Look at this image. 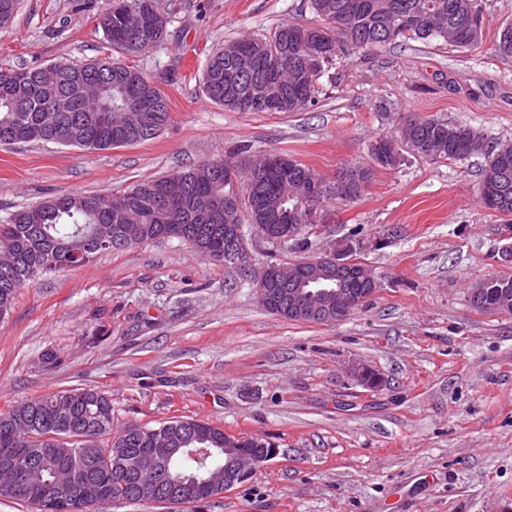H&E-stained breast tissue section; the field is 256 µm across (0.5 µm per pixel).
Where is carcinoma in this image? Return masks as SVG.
<instances>
[{
  "label": "carcinoma",
  "instance_id": "carcinoma-1",
  "mask_svg": "<svg viewBox=\"0 0 512 512\" xmlns=\"http://www.w3.org/2000/svg\"><path fill=\"white\" fill-rule=\"evenodd\" d=\"M20 0H0V27L9 25ZM314 21L286 23L268 35L261 34L224 43L206 55L202 87L214 104L238 112H303L314 105L318 80L349 45L376 51L407 41L440 42L446 46L474 47L483 40L482 28L471 26L482 15L481 0H310ZM169 17L158 10L156 0H105L101 27L112 50L133 56L160 46L168 34ZM495 51L512 56V23L497 33ZM59 65L61 79L54 85L39 80L41 70L28 66H0V141L3 145L28 142L51 143L79 139L77 146L102 150L146 141L127 127L111 123L84 122L83 105L76 94L82 83L100 88L99 104L112 112L124 111L129 94L138 89L159 95L161 108L148 122L161 128L170 119L164 94L153 87L142 71L118 58L109 68L98 61ZM61 97L70 100L67 112L54 110ZM402 144L411 153L430 160H462L475 153L488 154L481 186L507 181L502 192L489 198L480 191L484 208L512 217V145L492 146L471 126L434 117H422L402 125L396 135L383 134L372 145L378 165L397 162ZM321 181L308 166L288 159L286 169L263 175L244 165L237 187L224 184V164L207 161L193 168L145 180L114 196L112 209L98 210L96 195L67 193L44 200L34 207L0 216V320L14 306L18 290L54 272L88 263L96 252L99 224L112 225L119 243L111 250L126 249L157 240L165 224L187 225L181 241L202 252L224 248V225L241 223L248 213L253 227L283 224V212L292 210L297 228L313 224L319 209L329 200L350 202L359 198L371 182V172L347 167L332 184H324L318 199L306 202L305 186ZM479 287L485 301L512 304V275L490 276ZM35 425L36 445L56 450L58 438H70L69 451L61 454L72 467L75 485L99 479L120 498L133 487L136 475L113 461L112 449H126L131 457L150 447L153 427L124 428L112 432V399L101 390L83 387L62 389L0 411V448L12 447L20 422ZM165 427L172 447L178 449L170 462L182 484L184 507L220 499L223 490H206L203 480L224 462V429L197 419L170 418L157 423ZM212 449L210 458L196 454ZM55 480L50 469L36 468L13 492H0V499L29 504L35 512H50L47 483Z\"/></svg>",
  "mask_w": 512,
  "mask_h": 512
}]
</instances>
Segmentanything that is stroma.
<instances>
[{
  "label": "stroma",
  "mask_w": 512,
  "mask_h": 512,
  "mask_svg": "<svg viewBox=\"0 0 512 512\" xmlns=\"http://www.w3.org/2000/svg\"><path fill=\"white\" fill-rule=\"evenodd\" d=\"M165 42L130 65L168 100L158 136L87 150L0 146V215L65 193L115 195L214 159L279 153L334 181L371 169L366 192L326 203L301 230L307 250L246 239L253 274L198 256L176 239L98 255L21 288L0 321V410L69 388L102 389L113 427L201 419L259 435L279 454L203 512H512V315L469 299L483 278L512 274V224L482 208L487 159L427 160L402 152L375 165L376 138L434 116L512 143V56L497 32L512 0H482L483 43L410 42L347 49L303 112H235L202 92L207 52L287 22L309 0H157ZM104 0H22L0 28V66L86 62L110 55ZM377 279L370 301L334 324L264 311L254 274L341 239ZM56 365L43 363L46 353ZM374 366L368 390L348 370Z\"/></svg>",
  "instance_id": "stroma-1"
}]
</instances>
